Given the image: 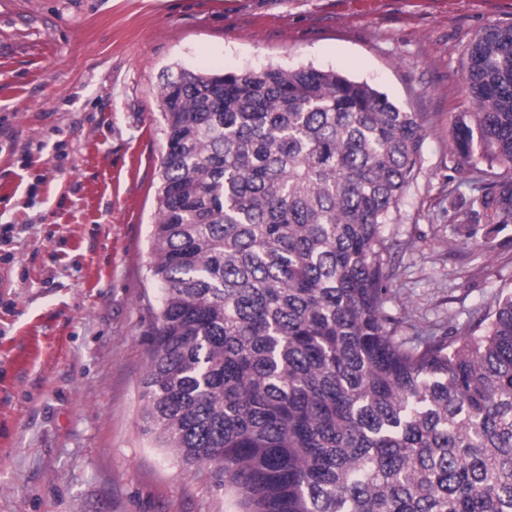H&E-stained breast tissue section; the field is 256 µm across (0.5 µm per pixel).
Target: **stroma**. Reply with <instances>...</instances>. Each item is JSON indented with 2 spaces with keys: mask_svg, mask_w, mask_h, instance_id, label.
<instances>
[{
  "mask_svg": "<svg viewBox=\"0 0 512 512\" xmlns=\"http://www.w3.org/2000/svg\"><path fill=\"white\" fill-rule=\"evenodd\" d=\"M512 0H0V512H234L146 433L148 270L167 72L314 66L430 112L394 285L416 321L512 291V226L462 262L448 125L466 49Z\"/></svg>",
  "mask_w": 512,
  "mask_h": 512,
  "instance_id": "obj_1",
  "label": "stroma"
}]
</instances>
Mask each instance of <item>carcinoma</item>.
Here are the masks:
<instances>
[{"instance_id": "carcinoma-1", "label": "carcinoma", "mask_w": 512, "mask_h": 512, "mask_svg": "<svg viewBox=\"0 0 512 512\" xmlns=\"http://www.w3.org/2000/svg\"><path fill=\"white\" fill-rule=\"evenodd\" d=\"M175 76L147 430L236 512H512V292L451 331L389 307L431 113L314 67ZM463 81L451 170L480 187L448 223L472 239L512 224L511 23Z\"/></svg>"}]
</instances>
